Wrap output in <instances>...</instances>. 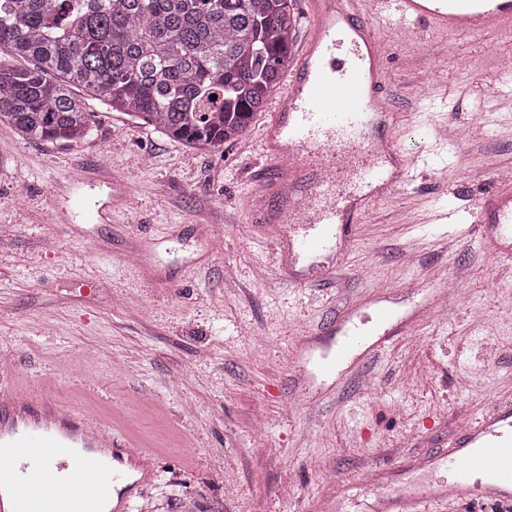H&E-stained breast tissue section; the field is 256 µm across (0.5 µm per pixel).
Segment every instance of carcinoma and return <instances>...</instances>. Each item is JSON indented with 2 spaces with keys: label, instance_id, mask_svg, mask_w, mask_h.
Instances as JSON below:
<instances>
[{
  "label": "carcinoma",
  "instance_id": "1",
  "mask_svg": "<svg viewBox=\"0 0 512 512\" xmlns=\"http://www.w3.org/2000/svg\"><path fill=\"white\" fill-rule=\"evenodd\" d=\"M294 0H0V123L78 141L97 113L72 92L191 147L237 140L279 87L296 44Z\"/></svg>",
  "mask_w": 512,
  "mask_h": 512
}]
</instances>
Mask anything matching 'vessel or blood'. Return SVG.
<instances>
[{
    "label": "vessel or blood",
    "mask_w": 512,
    "mask_h": 512,
    "mask_svg": "<svg viewBox=\"0 0 512 512\" xmlns=\"http://www.w3.org/2000/svg\"><path fill=\"white\" fill-rule=\"evenodd\" d=\"M308 0L304 50L270 107L256 143L265 168L256 177L263 224L296 228L291 250L314 257L351 237L371 206L411 182V160L391 118L383 47L371 13L424 22L444 33L480 35L512 28V0ZM476 200L473 226L489 229L495 265L512 264V181ZM25 390L0 392V512H129L152 477L129 472L128 444L104 423L86 425L74 407L28 405ZM442 473L437 489L399 491L368 512H420L430 502L488 499L512 504V405L476 418L448 447L412 460Z\"/></svg>",
    "instance_id": "b4317fda"
}]
</instances>
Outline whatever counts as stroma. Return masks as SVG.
I'll list each match as a JSON object with an SVG mask.
<instances>
[{
    "mask_svg": "<svg viewBox=\"0 0 512 512\" xmlns=\"http://www.w3.org/2000/svg\"><path fill=\"white\" fill-rule=\"evenodd\" d=\"M376 25L397 125L423 115L407 148L449 125L467 135L378 200L335 275L304 287L276 260L285 225L253 212L250 143L268 112L214 150L103 106L72 143L0 124V388L76 405L155 451L133 512H354L337 482L435 452L512 400V267H495L480 238L438 240L512 168V122L488 111L495 98L512 113L498 65L512 31ZM101 161L115 187L100 183ZM77 169L85 181L71 180ZM91 202L106 219L90 218ZM461 266L470 276L441 319L429 305ZM352 306L389 308L394 330L309 401L326 377L300 348L322 337L335 360L329 324Z\"/></svg>",
    "mask_w": 512,
    "mask_h": 512,
    "instance_id": "obj_1",
    "label": "stroma"
}]
</instances>
